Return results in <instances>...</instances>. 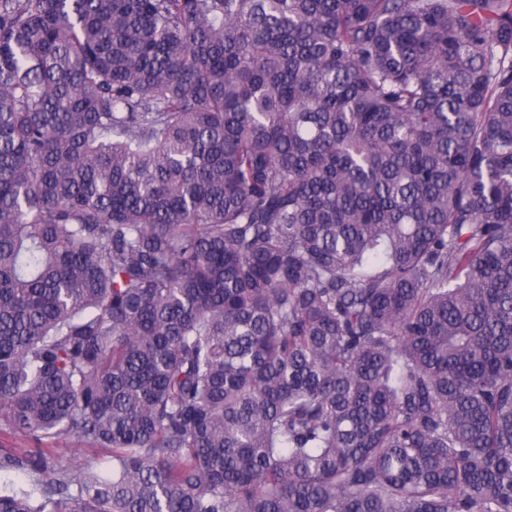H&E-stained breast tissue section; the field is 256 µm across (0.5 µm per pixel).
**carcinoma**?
Segmentation results:
<instances>
[{
  "label": "carcinoma",
  "instance_id": "cac0c4a2",
  "mask_svg": "<svg viewBox=\"0 0 512 512\" xmlns=\"http://www.w3.org/2000/svg\"><path fill=\"white\" fill-rule=\"evenodd\" d=\"M0 427V512H512V0H0ZM50 448H53V454L60 462L72 468L93 466L103 462L106 457L103 452L91 451L72 437L55 439L50 443Z\"/></svg>",
  "mask_w": 512,
  "mask_h": 512
}]
</instances>
